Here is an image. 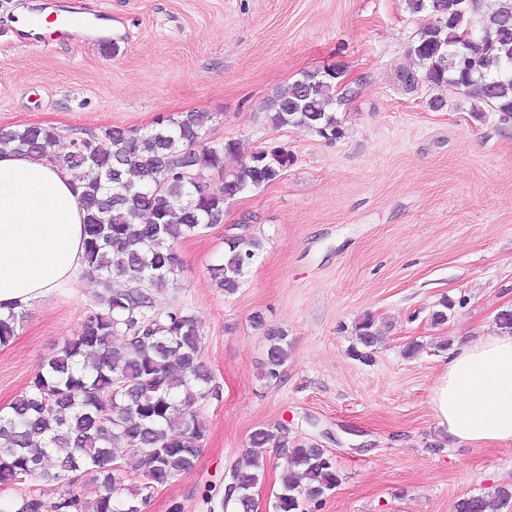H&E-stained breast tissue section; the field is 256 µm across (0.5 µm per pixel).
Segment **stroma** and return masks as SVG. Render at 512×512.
<instances>
[{"mask_svg":"<svg viewBox=\"0 0 512 512\" xmlns=\"http://www.w3.org/2000/svg\"><path fill=\"white\" fill-rule=\"evenodd\" d=\"M89 13L111 31L60 26L33 38L21 9ZM427 14L404 0H0V131L56 127L74 139L149 127L179 112L209 113L211 139L240 158L270 145L294 156L276 183L224 207V221L180 243L177 283L158 308L199 316L202 356L219 387L202 403L208 432L193 471L157 490L144 512H208L251 433L288 420L290 436L335 455L341 482L318 512H454L460 498L512 484V446L437 439L429 398L450 349L512 310V124L474 119L454 89L444 108L427 84L398 74ZM343 66L334 140L274 127L266 100L304 71ZM237 224L264 240L241 287L226 294L209 268ZM99 289L81 278L27 306L0 346V409L43 360L77 335ZM454 301L445 324L431 314ZM283 330L291 356L279 380L261 375L266 340L251 318ZM373 316L374 360L351 356L354 326ZM422 346L415 357L407 343ZM89 501L93 476L34 477L0 487V512L33 497L58 512L67 494Z\"/></svg>","mask_w":512,"mask_h":512,"instance_id":"35a3bbf8","label":"stroma"}]
</instances>
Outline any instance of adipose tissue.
<instances>
[{"instance_id": "ef3b65f1", "label": "adipose tissue", "mask_w": 512, "mask_h": 512, "mask_svg": "<svg viewBox=\"0 0 512 512\" xmlns=\"http://www.w3.org/2000/svg\"><path fill=\"white\" fill-rule=\"evenodd\" d=\"M85 213L73 177L48 159L0 150V306H26L84 273ZM441 439L512 443V333L457 345L430 395Z\"/></svg>"}]
</instances>
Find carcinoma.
<instances>
[{"label":"carcinoma","instance_id":"carcinoma-1","mask_svg":"<svg viewBox=\"0 0 512 512\" xmlns=\"http://www.w3.org/2000/svg\"><path fill=\"white\" fill-rule=\"evenodd\" d=\"M430 21L409 49L413 67L401 82L433 89L453 87L473 101L480 118L498 114L512 123V0H405ZM344 70L306 72L266 102L276 127H302L321 137L340 135L336 87ZM200 112L169 116L146 128L113 127L72 142L59 154L53 127L29 125L0 133V145L46 156L69 170L86 212V275L104 289L100 308H90L81 332L64 340L29 385L0 412V486L23 483L53 461L52 477L93 473L96 496L63 498L59 512H144L150 493L190 473L208 426L201 403L211 395L213 375L202 358L198 316L181 307L160 309L155 294L176 283L184 267L178 242L224 221V203L277 182L293 164L282 146H268L246 159L237 144L207 140ZM233 161L227 169L225 163ZM225 172L212 187L206 174ZM260 238L242 231L224 239L222 262L210 268L216 287L235 293ZM27 317L23 307L0 312V346L9 344ZM370 315L355 325L352 355L368 363L378 342ZM262 375L280 378L290 357L285 333L268 329ZM251 451L228 471L237 483L209 508L254 512L246 497L263 480L258 449L288 454L292 469L274 494L273 512L318 507L341 481L335 456L317 443L292 440L277 422L257 428ZM129 456L120 462L113 450ZM137 475L141 486L125 488ZM512 503V484L488 495L459 499L456 512H492Z\"/></svg>","mask_w":512,"mask_h":512}]
</instances>
